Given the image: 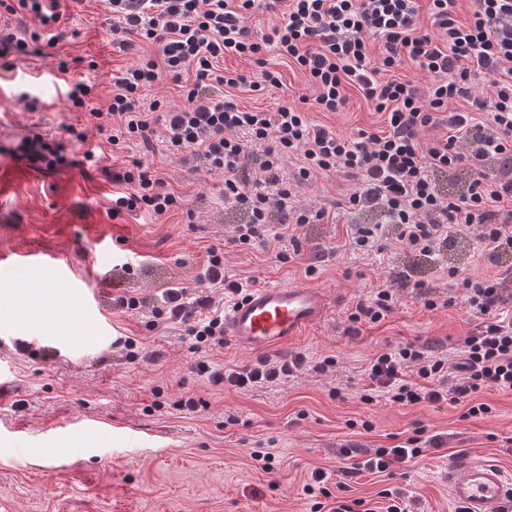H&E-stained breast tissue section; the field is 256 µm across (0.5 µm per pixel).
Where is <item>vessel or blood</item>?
<instances>
[{
    "label": "vessel or blood",
    "instance_id": "1",
    "mask_svg": "<svg viewBox=\"0 0 512 512\" xmlns=\"http://www.w3.org/2000/svg\"><path fill=\"white\" fill-rule=\"evenodd\" d=\"M53 270H66L60 253L32 248L19 260ZM327 313V299L317 288L263 285L250 289L224 311V337L249 351H268L292 342ZM451 498L464 512H499L512 499V477L494 462L462 458L448 466Z\"/></svg>",
    "mask_w": 512,
    "mask_h": 512
}]
</instances>
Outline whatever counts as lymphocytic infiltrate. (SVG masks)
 <instances>
[{"label": "lymphocytic infiltrate", "mask_w": 512, "mask_h": 512, "mask_svg": "<svg viewBox=\"0 0 512 512\" xmlns=\"http://www.w3.org/2000/svg\"><path fill=\"white\" fill-rule=\"evenodd\" d=\"M106 2L120 51L137 50L142 38L157 52L123 71L107 108L97 107L92 85L83 81L65 84V97L89 112L97 133L110 144L149 142L160 124L167 151H193L203 172H222L225 202L248 214L247 223L233 231V246H266L282 241L289 230L324 220L325 210L298 206V190L314 175L341 171L354 185L337 208L380 211L409 251L429 255L446 246L450 235L474 231L490 264L512 253V0H474L466 22L455 15L456 0H431L426 25L418 0ZM257 7L282 13L279 25L259 40L249 26ZM4 9L38 20L40 28L26 39L0 33L1 58L28 54L33 42L51 47L59 41L60 0H7ZM271 45L302 72L313 93L272 110L240 107L234 90L280 86L279 72L266 69L263 59ZM229 56L262 67V83L224 71L221 64ZM407 65L430 76L427 89L399 76ZM188 72L194 82L182 108L165 111L160 101H144V90L167 78L180 82ZM479 74L488 78L486 90L473 83ZM214 84L225 89L221 99L203 95ZM350 87L384 114L385 130H362L350 138L310 122L309 111H342ZM460 102L468 103L469 111L457 110ZM257 146L263 160L253 177L248 165ZM287 157L298 163L290 178L281 175ZM438 172L466 173L465 194L443 196L434 178ZM108 178L119 187L112 195L113 215L161 216L184 207L182 195L167 189L142 160L112 168ZM275 212L282 219L274 228ZM448 278L463 289L466 305L480 318L461 343L460 380L449 383L448 356L439 345L402 343L369 362L362 402L382 396L403 406L450 403L472 418L493 412L480 399L486 389L512 392V320L500 317L501 306L512 299V272L472 277L453 268ZM162 302L156 317L185 324L195 349L223 346L224 319L213 313L212 296L191 298L186 288H169ZM305 363L300 354L261 356L220 370L201 355L195 368L212 384L249 390L288 379ZM443 445L440 435H426L418 427L405 441L364 451L358 460L353 449H344L352 464L341 473L390 477L425 448Z\"/></svg>", "instance_id": "f902f5d3"}]
</instances>
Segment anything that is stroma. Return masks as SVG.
<instances>
[{
	"instance_id": "obj_1",
	"label": "stroma",
	"mask_w": 512,
	"mask_h": 512,
	"mask_svg": "<svg viewBox=\"0 0 512 512\" xmlns=\"http://www.w3.org/2000/svg\"><path fill=\"white\" fill-rule=\"evenodd\" d=\"M107 18L105 0L70 2L54 48L41 57L15 58L12 70L0 68V171L11 174L0 206V251L33 244L66 253L76 269L90 248V227H105L110 241L97 256L100 274L88 286L43 268L0 270V368L12 383L0 401V512H312L303 487L317 467L328 472V489L347 500L373 505L381 490L399 488L417 500L419 512H456L448 491V465L455 458L493 461L512 475V394L485 390L482 401L496 409L486 419L463 418L462 407L446 403L404 407L358 397L369 361L407 342L442 341L448 380L458 381L459 344L478 320L461 290L451 288L448 270L487 273L476 235L424 256L406 249L379 211H340L332 223L304 225L295 241H283L287 263L258 244L228 245L246 215L224 203L223 173L199 174L201 161L192 152L169 154L163 131H156L149 149L138 140L103 147L95 134L81 145L66 132V125L84 126L88 118L66 100L63 79L96 83L105 107L115 78L137 61L113 48ZM264 58L281 72L283 84L240 93L241 106L266 108L309 93L299 71L275 49ZM63 59L72 63L65 75L57 70ZM23 92L38 99L37 109L20 101ZM310 119L345 136L385 127L382 114L355 93L344 111L314 112ZM34 132L65 143V162L50 170L32 167L21 145ZM88 149L95 150L94 160H85ZM135 159L183 195L184 210L156 218L110 215L112 184L105 171ZM348 186L343 173L320 175L301 187L298 201L328 208ZM356 224L380 225L383 250L347 248ZM213 248L223 252L226 275L244 288H318L331 299L325 319L285 347V354L307 360L288 380L249 391L211 384L191 369L198 354L184 325L155 318L165 289L208 291L198 276ZM87 288L99 292V309H85ZM382 288L398 295L392 311L348 333L350 310ZM34 290L51 310L50 320L17 316L14 300ZM121 293L138 298L139 308H115L112 299ZM446 294L455 297L453 306L425 307V300ZM128 336L138 341L132 357L123 347ZM326 356L336 365L316 370ZM336 388L342 398L332 397ZM187 395L199 400L197 412L178 409ZM230 415L236 424H227ZM365 421L371 430L362 429ZM419 426L447 434V445L427 450L392 479L341 477L340 448L391 446ZM260 448L274 453L277 474L252 459Z\"/></svg>"
}]
</instances>
